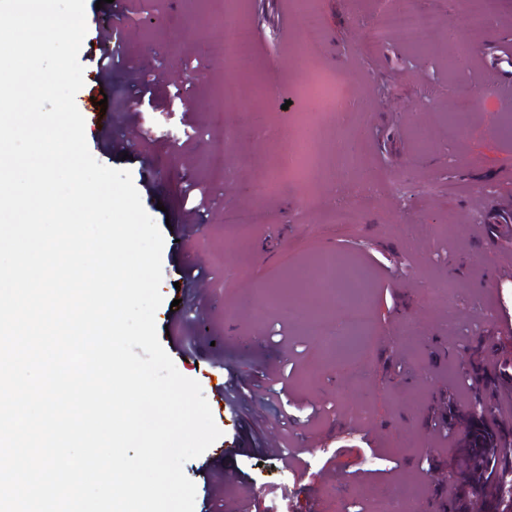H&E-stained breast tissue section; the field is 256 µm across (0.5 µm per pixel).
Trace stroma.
Masks as SVG:
<instances>
[{
	"mask_svg": "<svg viewBox=\"0 0 512 512\" xmlns=\"http://www.w3.org/2000/svg\"><path fill=\"white\" fill-rule=\"evenodd\" d=\"M135 10L121 61L110 75L113 101L128 96L141 59L160 62L186 87L177 102L157 90L144 110L114 119L152 128L156 139L127 145L122 133L88 137L101 164L130 172L160 227L164 302L159 341L207 401L210 370L236 371L241 385L286 366L288 395L238 403L212 414L221 437L184 465L196 486L194 512H237L267 497L288 512H378L382 499L405 512H488L497 488L472 495L449 470L476 474L466 449L470 408L489 404L498 451L512 444V383L482 371L512 357V241L498 239L491 211L512 205V131L504 119L512 88L493 67L512 42V0H493L485 25L466 23L452 0H403L435 16L431 48L399 33L376 40L384 0H196L185 23L174 0H118ZM238 18L241 54L224 62L222 15ZM467 56L449 63V35ZM340 81L345 110L301 91L311 75ZM234 83V101L221 99ZM293 108L282 109V98ZM224 109L223 127L210 113ZM465 112L453 137L448 114ZM341 131L356 164L344 177H306L288 166L298 130ZM224 143V171L206 170ZM193 177L215 205L200 227L187 220L183 189ZM416 184L400 195L391 181ZM269 181L264 195L248 184ZM375 184L364 195L362 183ZM354 211L344 222L342 209ZM180 235H173V226ZM334 252L362 272L370 332L345 354L326 351L302 323L303 284L318 255ZM181 333L167 335L172 308ZM302 432L297 469L281 460L283 429ZM371 479L351 478L355 469Z\"/></svg>",
	"mask_w": 512,
	"mask_h": 512,
	"instance_id": "obj_1",
	"label": "stroma"
}]
</instances>
